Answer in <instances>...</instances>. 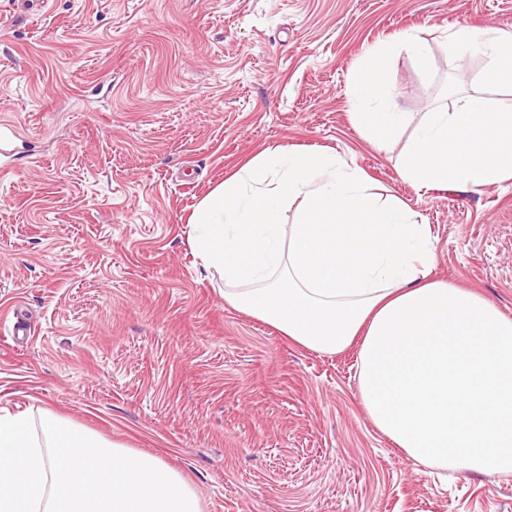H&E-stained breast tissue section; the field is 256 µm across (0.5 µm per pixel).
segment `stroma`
Instances as JSON below:
<instances>
[{
    "label": "stroma",
    "instance_id": "stroma-1",
    "mask_svg": "<svg viewBox=\"0 0 512 512\" xmlns=\"http://www.w3.org/2000/svg\"><path fill=\"white\" fill-rule=\"evenodd\" d=\"M512 31V0H0V409L47 410L155 455L202 512H512V477L409 459L364 409L358 350L295 345L224 301L191 218L279 145L325 149L427 224L432 278L512 318V180L417 192L403 142L351 114L363 57L401 33L386 101L412 134L485 89L460 26ZM30 331L14 347L15 318Z\"/></svg>",
    "mask_w": 512,
    "mask_h": 512
}]
</instances>
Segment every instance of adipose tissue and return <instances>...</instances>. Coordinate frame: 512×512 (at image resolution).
I'll return each instance as SVG.
<instances>
[{
	"instance_id": "adipose-tissue-1",
	"label": "adipose tissue",
	"mask_w": 512,
	"mask_h": 512,
	"mask_svg": "<svg viewBox=\"0 0 512 512\" xmlns=\"http://www.w3.org/2000/svg\"><path fill=\"white\" fill-rule=\"evenodd\" d=\"M448 39L488 57L486 86L512 90L511 31L463 26ZM395 48L368 53L350 80L354 122L379 149L400 139L406 120L376 105ZM401 175L424 192L512 179V107L469 95L454 111L427 113ZM192 224L193 250L222 275L232 307L311 351L358 347L361 402L408 458L512 475V319L431 279L433 239L404 202L375 193L335 153L270 146L205 197Z\"/></svg>"
}]
</instances>
